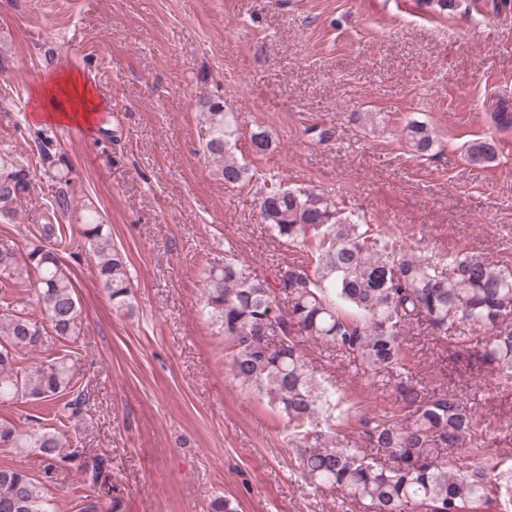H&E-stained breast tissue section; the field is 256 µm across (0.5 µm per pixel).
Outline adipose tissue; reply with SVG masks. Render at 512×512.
<instances>
[{
  "instance_id": "obj_1",
  "label": "adipose tissue",
  "mask_w": 512,
  "mask_h": 512,
  "mask_svg": "<svg viewBox=\"0 0 512 512\" xmlns=\"http://www.w3.org/2000/svg\"><path fill=\"white\" fill-rule=\"evenodd\" d=\"M48 98H36L35 120L50 119L76 124L91 123L99 110L95 92L73 73L54 77Z\"/></svg>"
}]
</instances>
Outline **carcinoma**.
<instances>
[{"mask_svg": "<svg viewBox=\"0 0 512 512\" xmlns=\"http://www.w3.org/2000/svg\"><path fill=\"white\" fill-rule=\"evenodd\" d=\"M202 144L215 174L232 187L260 180V208L275 236L307 247L308 260L278 269V287L253 275L232 256L208 265L203 276V309L224 335V361L234 379L256 389L288 420L295 448L296 475L319 490L330 487L363 512H512V466L498 450L467 445L483 420L454 389L423 392L408 369L405 329L417 324L446 339L482 328L485 336L467 347L469 360L512 381V266L479 254L427 261L389 244L379 226L362 224L332 199L301 188H286L255 176L234 156L233 129L224 102H201ZM500 129L512 128V102L501 99L492 112ZM402 138L422 156L433 155L430 127L411 120ZM34 157L44 172L56 170L58 187L24 245L0 237V400L23 397L49 403L54 428L33 432L0 421L1 448H36L44 479L19 468L0 467V512H58L45 481L60 465L77 466L84 485L116 500L111 475L99 456L88 457L61 428L77 417L86 394L76 389L66 357L51 342H74L82 331L76 282L64 257L89 255L117 310L131 308L130 262L112 240L108 225L93 213L77 230L63 224L73 207L63 156L51 137L37 136ZM251 150L272 147L265 130L250 136ZM468 162L483 167L496 157L491 140L466 149ZM29 164L0 154V221L15 219L13 204L31 195ZM35 293L43 319L21 303ZM298 336L328 345L374 374L389 375L394 405L361 415L343 435L336 425V391L324 384L299 348ZM48 353L28 366V353ZM462 449L463 469L445 459Z\"/></svg>", "mask_w": 512, "mask_h": 512, "instance_id": "carcinoma-1", "label": "carcinoma"}]
</instances>
